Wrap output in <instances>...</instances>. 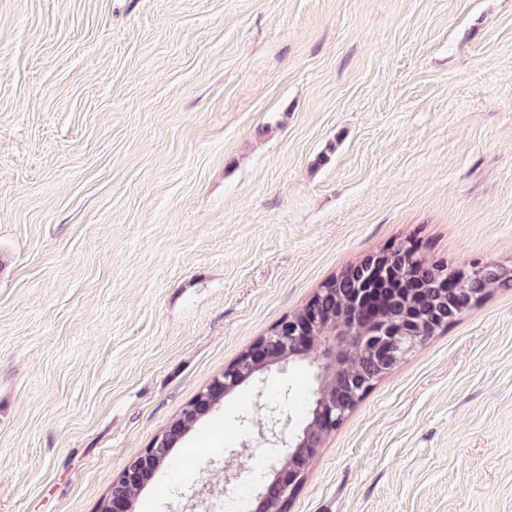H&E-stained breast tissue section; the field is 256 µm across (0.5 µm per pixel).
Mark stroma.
Masks as SVG:
<instances>
[{
	"label": "stroma",
	"instance_id": "stroma-1",
	"mask_svg": "<svg viewBox=\"0 0 512 512\" xmlns=\"http://www.w3.org/2000/svg\"><path fill=\"white\" fill-rule=\"evenodd\" d=\"M512 266V0H0V512H96L319 284ZM308 361L265 376L299 411ZM246 383L135 512L225 495ZM287 512H512V286L417 343ZM159 465L153 456V449L147 448L143 454L131 460L122 474L128 482H138L145 473L155 471Z\"/></svg>",
	"mask_w": 512,
	"mask_h": 512
}]
</instances>
